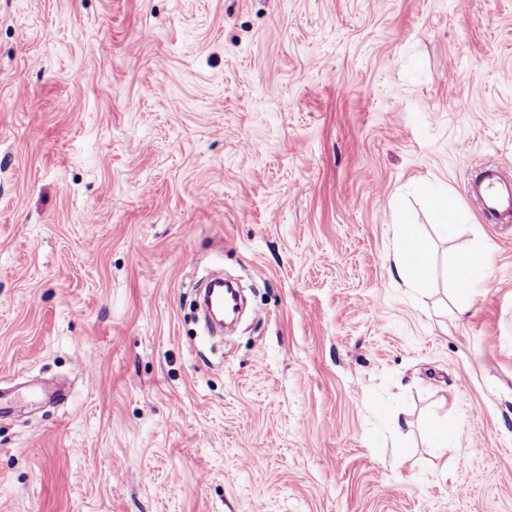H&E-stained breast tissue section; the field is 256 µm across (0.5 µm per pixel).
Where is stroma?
Returning a JSON list of instances; mask_svg holds the SVG:
<instances>
[{"instance_id": "obj_1", "label": "stroma", "mask_w": 512, "mask_h": 512, "mask_svg": "<svg viewBox=\"0 0 512 512\" xmlns=\"http://www.w3.org/2000/svg\"><path fill=\"white\" fill-rule=\"evenodd\" d=\"M486 165L512 175V0H0V512H512ZM217 269L247 296L222 339L190 313ZM420 191L435 215L438 235L445 239L453 237L458 228L466 223V214L455 205L448 191L434 185L422 186ZM397 245L393 264L398 278L409 288H423L429 278L428 242L412 224H396ZM485 271V262L480 254L465 253L456 258L452 271L457 291L462 299L469 294V287L473 280Z\"/></svg>"}]
</instances>
